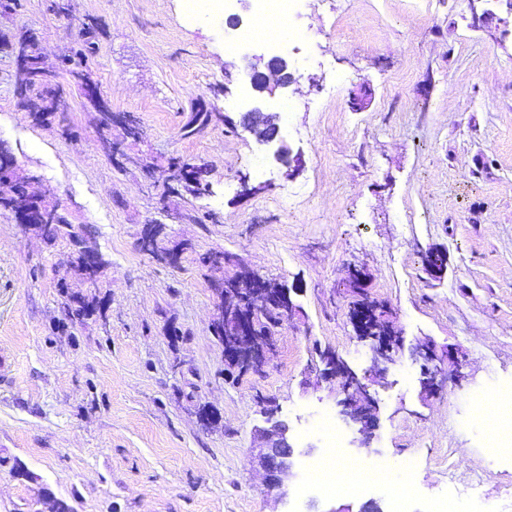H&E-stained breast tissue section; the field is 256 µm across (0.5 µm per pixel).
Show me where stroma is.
I'll list each match as a JSON object with an SVG mask.
<instances>
[{
  "label": "stroma",
  "mask_w": 512,
  "mask_h": 512,
  "mask_svg": "<svg viewBox=\"0 0 512 512\" xmlns=\"http://www.w3.org/2000/svg\"><path fill=\"white\" fill-rule=\"evenodd\" d=\"M21 0L0 11V143L41 193L103 255L104 316L71 322L59 287L81 282L68 240L26 232L0 211V512H332L386 489L301 497L299 465L325 451L306 422L326 411L345 456L393 473L416 466L409 512H428L449 480L485 479L456 512H512V447L486 446L480 401L512 386V0H301L282 55L298 90L270 99L287 114L280 137L303 165L291 173L273 147L226 118L253 96L241 70L269 56L263 41L232 51L220 14L190 17L184 0ZM94 31H87V24ZM33 34L62 84L60 60L93 42L87 70L113 111L138 117L117 165L97 136L98 113L70 98L65 120L34 126L14 88L6 45ZM369 91L366 108L352 100ZM218 120L186 135L197 100ZM206 166L209 194L163 196L169 158ZM261 190L241 192V177ZM162 224L190 245L178 264L138 244ZM447 253L441 278L424 256ZM234 263L217 272L203 254ZM361 264L387 303L406 350L371 392L379 405L369 445L340 415L319 351L359 374L371 367L349 318L347 267ZM245 267L284 285L300 313L279 328L268 364L226 377L210 322L213 283ZM458 348L439 393L420 397L421 341ZM274 402L294 448L288 498L278 501L251 458L261 410ZM221 418L211 427L202 407ZM450 454L451 474L437 465Z\"/></svg>",
  "instance_id": "stroma-1"
}]
</instances>
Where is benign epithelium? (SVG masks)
I'll list each match as a JSON object with an SVG mask.
<instances>
[{
  "instance_id": "obj_1",
  "label": "benign epithelium",
  "mask_w": 512,
  "mask_h": 512,
  "mask_svg": "<svg viewBox=\"0 0 512 512\" xmlns=\"http://www.w3.org/2000/svg\"><path fill=\"white\" fill-rule=\"evenodd\" d=\"M286 67L287 61L281 57L269 60L257 58L249 63L248 74L252 86L270 94L276 89L288 88L289 83L282 76V69ZM89 91L92 103L100 112V144H108L116 127L125 133L137 131L134 115L110 111L94 86H89ZM280 120L279 112L260 104L251 105L238 122L224 118L233 127L241 126L261 144L277 141ZM40 181V176L29 173L24 175V194L20 195L14 190L6 192L14 199L17 212L29 215L23 224L27 231H35L40 225L53 221L59 212V207L46 204L41 195L32 193L34 185ZM164 229L163 224L145 226L140 237L141 248L147 253L153 252L158 232ZM79 251L87 276L95 278L99 269L105 266L103 256L92 246L81 245ZM214 293L216 302L211 330L224 352L227 366L240 375L262 370L273 349L275 329L288 321L297 310L289 290L283 286H273L267 279L248 272L246 285L236 282L229 284L221 279L216 283ZM358 293L363 297V302L349 311V317L358 339L369 345L372 366L381 375L385 371L383 365L396 362L403 353V336L388 312L379 308L378 302L368 296V289L362 288ZM412 356L422 369V393L430 397L436 393L438 364L443 358L428 343L412 348ZM319 361L321 375L343 394L338 401L341 415L359 426L362 445H368L376 428L378 413L377 401L370 391L373 378L366 374L358 375L331 350L320 352ZM266 415L268 426L260 429L258 434L261 440L259 462L265 471L267 485L279 489L289 475L294 448L288 439V423L279 419L274 409H266Z\"/></svg>"
}]
</instances>
